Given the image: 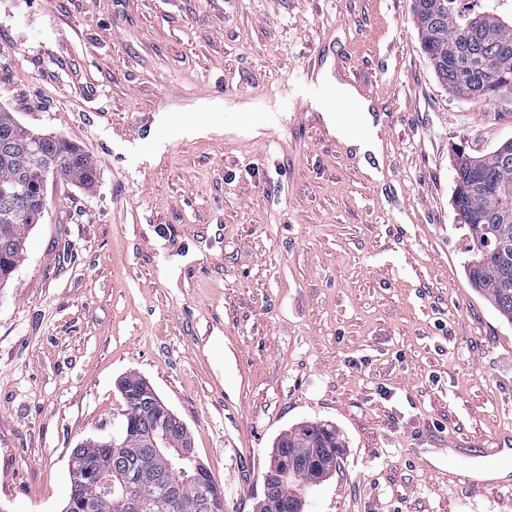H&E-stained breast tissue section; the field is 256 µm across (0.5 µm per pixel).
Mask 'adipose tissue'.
<instances>
[{"label": "adipose tissue", "instance_id": "obj_1", "mask_svg": "<svg viewBox=\"0 0 512 512\" xmlns=\"http://www.w3.org/2000/svg\"><path fill=\"white\" fill-rule=\"evenodd\" d=\"M318 83L330 92L329 97L323 98L318 109L333 134L346 144L356 147L360 155L377 153L379 142L369 101L355 88L335 79L330 69H322L318 75ZM335 98L347 103L351 113L349 120H339L337 114L333 112L331 101Z\"/></svg>", "mask_w": 512, "mask_h": 512}]
</instances>
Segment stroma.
Masks as SVG:
<instances>
[{"mask_svg": "<svg viewBox=\"0 0 512 512\" xmlns=\"http://www.w3.org/2000/svg\"><path fill=\"white\" fill-rule=\"evenodd\" d=\"M315 56L368 82L379 156L309 112ZM0 106L96 171L48 178L0 288V512H62L132 372L224 512H256L308 421L346 448L303 512H512L466 479L469 445L512 467V324L452 207L456 151L512 141V94L443 86L410 0H0Z\"/></svg>", "mask_w": 512, "mask_h": 512, "instance_id": "obj_1", "label": "stroma"}]
</instances>
